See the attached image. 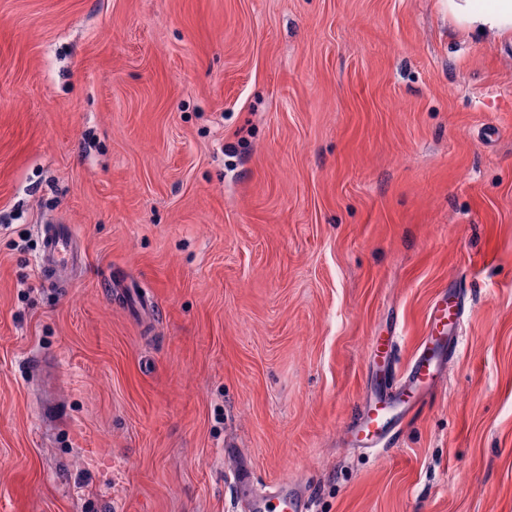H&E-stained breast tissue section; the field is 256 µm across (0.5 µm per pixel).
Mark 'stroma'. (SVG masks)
I'll use <instances>...</instances> for the list:
<instances>
[{
  "mask_svg": "<svg viewBox=\"0 0 512 512\" xmlns=\"http://www.w3.org/2000/svg\"><path fill=\"white\" fill-rule=\"evenodd\" d=\"M446 290L445 378L347 447ZM242 459L312 512H512V40L446 0H0V512H244ZM76 236L68 226H52L43 230L42 268L47 281L60 283L66 274L82 262Z\"/></svg>",
  "mask_w": 512,
  "mask_h": 512,
  "instance_id": "obj_1",
  "label": "stroma"
}]
</instances>
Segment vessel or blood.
<instances>
[{
    "label": "vessel or blood",
    "instance_id": "1",
    "mask_svg": "<svg viewBox=\"0 0 512 512\" xmlns=\"http://www.w3.org/2000/svg\"><path fill=\"white\" fill-rule=\"evenodd\" d=\"M82 261L76 237L68 226L43 231L42 265L47 281L60 283ZM458 303L440 296L432 305L426 333L406 366L395 391L370 400L367 410L348 430L349 445L379 449L388 446L400 423L432 394L445 373L443 348L460 327ZM247 512H309V496L298 484L285 481L262 493H247Z\"/></svg>",
    "mask_w": 512,
    "mask_h": 512
}]
</instances>
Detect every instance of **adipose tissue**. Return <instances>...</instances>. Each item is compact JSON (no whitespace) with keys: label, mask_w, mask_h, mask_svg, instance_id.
<instances>
[{"label":"adipose tissue","mask_w":512,"mask_h":512,"mask_svg":"<svg viewBox=\"0 0 512 512\" xmlns=\"http://www.w3.org/2000/svg\"><path fill=\"white\" fill-rule=\"evenodd\" d=\"M448 11L473 40L512 38V0H448Z\"/></svg>","instance_id":"adipose-tissue-1"}]
</instances>
